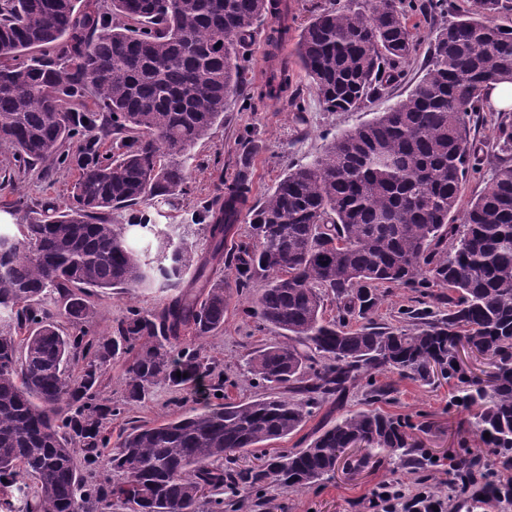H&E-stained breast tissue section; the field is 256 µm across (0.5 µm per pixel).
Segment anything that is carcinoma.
Masks as SVG:
<instances>
[{
  "label": "carcinoma",
  "instance_id": "1",
  "mask_svg": "<svg viewBox=\"0 0 512 512\" xmlns=\"http://www.w3.org/2000/svg\"><path fill=\"white\" fill-rule=\"evenodd\" d=\"M274 7L0 0V153L12 156L14 171L7 181L38 164L77 170L65 209L45 205L17 232L0 231V495L32 478L19 512H111L115 498L133 512H217L224 493L308 488L334 473L341 449L353 444L362 448L357 467L384 454L399 467L429 468L412 437L418 426L375 407L390 390L372 376L365 407L318 430L306 447L234 466L233 454L294 433L329 399L341 405L372 371L455 381L450 404L472 412V431L512 466V165L495 171L455 224L477 160L471 117L486 89L512 83V28L488 20L512 10L509 0H470L439 24L426 74L405 98L332 136L257 204L243 155L236 177L194 213L206 251L184 237L149 240L153 213L186 194L190 152L240 95L239 48ZM416 47L405 0H365L311 20L296 54L324 108L352 112L402 76ZM287 88L285 71L270 70L263 94ZM74 142L76 152L65 149ZM23 208L19 198L3 201L0 225ZM243 216L250 235L237 241ZM220 264L235 271L234 285L211 278ZM257 280L264 286L252 311L284 338L245 363L267 392L133 424L104 454L111 437L103 421L121 414L100 397L112 361L126 359L128 404L161 382L192 391L206 379L224 391V377L183 337L224 328L231 288ZM390 286L420 296L402 311L406 327L370 322ZM153 287L179 292L157 313L129 308L110 336L93 334L89 289ZM55 293L65 300L66 331L46 303ZM329 301L337 314L328 319ZM461 341L489 361L488 381L458 361ZM74 362L76 378L67 374ZM75 444L85 449L81 467ZM222 459L227 466L215 465ZM480 464L467 452L455 466L470 476ZM104 469L124 480L99 477Z\"/></svg>",
  "mask_w": 512,
  "mask_h": 512
}]
</instances>
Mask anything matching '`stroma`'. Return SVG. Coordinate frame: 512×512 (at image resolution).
Here are the masks:
<instances>
[{"instance_id":"1","label":"stroma","mask_w":512,"mask_h":512,"mask_svg":"<svg viewBox=\"0 0 512 512\" xmlns=\"http://www.w3.org/2000/svg\"><path fill=\"white\" fill-rule=\"evenodd\" d=\"M288 22L291 26L288 44L280 57L288 65V88L280 98L261 97L260 89L268 67L267 36L278 25L274 13L264 15L242 53L250 61L249 82L240 96L224 114L223 126L199 142L187 161L191 171L188 195L174 207L163 210L158 222L167 226L173 236H187L198 250H205L207 239L202 225L192 223L191 214L203 201L211 199L220 182L231 181L243 153L240 136L246 130L256 132L252 145L251 169L253 201H261L273 189L283 173L291 166L307 164L319 156L332 135L355 128L372 120L388 104L406 97L415 83L424 75V63L434 33L435 21L422 12L425 0H416L418 8L409 12L408 23L414 29L417 51L403 67L402 78L389 88L385 97L373 100L356 112H329L319 101L309 78L300 67L295 44L302 28L326 9H340L348 0H286ZM502 117L491 103H484L471 135L481 147L479 171L468 179L462 189L459 210H466L470 202L490 183L498 166L512 164V150L502 151L495 140V126ZM75 171L55 169L45 171L35 166L15 184L0 186V199L24 197L29 207L40 209L45 203L64 205ZM172 297L166 289L124 293L117 290H93L91 299L98 312L93 331L110 334L116 321L127 308L136 306L147 311L160 310ZM247 294L231 298L222 331L194 340L193 345L213 359L216 369L224 375V398L228 401H248L262 394L263 389L244 370L247 355L266 344L278 342L277 332L260 328L257 319L243 313L248 306ZM125 360L118 359L103 379L101 393L114 404L125 405L124 414L112 417L106 426L112 434H120L128 420L158 424L192 407L203 408L208 400L176 388L160 385L152 396L140 403L126 404L123 376ZM379 382L391 384L393 391L380 405L381 410L411 417L414 423L426 424L419 438L431 454L447 461L459 456L463 449L483 453V446L470 431L468 411L449 406L454 386L439 379L424 384L392 372L379 375ZM443 474L427 472L415 467L394 468L388 458L360 472L346 469L335 471L308 489L285 490L277 486L265 489L263 495H250L240 512H371L368 502L378 485L384 482L400 484L412 491L425 486L436 494H443Z\"/></svg>"}]
</instances>
